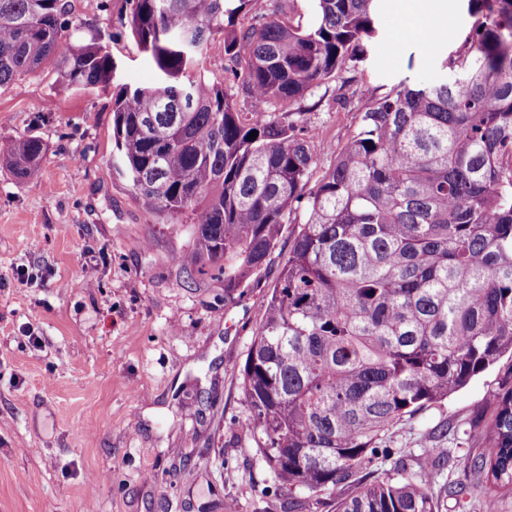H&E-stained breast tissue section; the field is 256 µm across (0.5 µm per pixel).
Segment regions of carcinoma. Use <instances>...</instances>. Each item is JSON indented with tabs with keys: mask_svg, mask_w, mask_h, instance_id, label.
I'll return each instance as SVG.
<instances>
[{
	"mask_svg": "<svg viewBox=\"0 0 512 512\" xmlns=\"http://www.w3.org/2000/svg\"><path fill=\"white\" fill-rule=\"evenodd\" d=\"M252 0H133L129 19L155 83L112 106L119 166L142 205L193 225L187 278L224 260V299L241 294L300 224L268 295L241 388L256 452L293 512L347 486L339 512H441L431 476L445 453L381 448L405 416L512 357V0H468L480 17L451 81L405 79L375 99L314 187L319 150L271 119L272 99L300 101L366 58L379 0H315L307 29L278 20L238 27ZM66 0H0V86L52 61L68 87L109 85L115 62L95 42L66 44ZM217 36L234 63L248 50L243 118L224 88L191 77ZM257 138L247 139L251 132ZM46 147L13 139L23 180ZM466 464L481 512L512 488V388Z\"/></svg>",
	"mask_w": 512,
	"mask_h": 512,
	"instance_id": "carcinoma-1",
	"label": "carcinoma"
}]
</instances>
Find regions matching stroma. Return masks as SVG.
Masks as SVG:
<instances>
[{"label":"stroma","instance_id":"stroma-1","mask_svg":"<svg viewBox=\"0 0 512 512\" xmlns=\"http://www.w3.org/2000/svg\"><path fill=\"white\" fill-rule=\"evenodd\" d=\"M72 40L106 47L108 86L65 87L46 65L0 87V512H284L245 428L239 369L298 231L278 245L242 296L224 299L210 266L187 283L178 258L192 228L147 211L112 166V96L154 74L123 25L127 0H69ZM432 41L399 35L394 0H380L382 35L365 61L324 81L301 103L272 101L275 120L313 144L329 143L318 182L361 115L404 78L438 80L476 22L467 0H435ZM314 0H253L238 25L276 19L309 27ZM242 112L251 103L215 38L196 68ZM39 136L45 156L27 179L2 163L10 141ZM512 385L503 359L441 402L404 417L390 448H443L437 485L467 483L479 448L477 408ZM455 429L442 438V424Z\"/></svg>","mask_w":512,"mask_h":512}]
</instances>
